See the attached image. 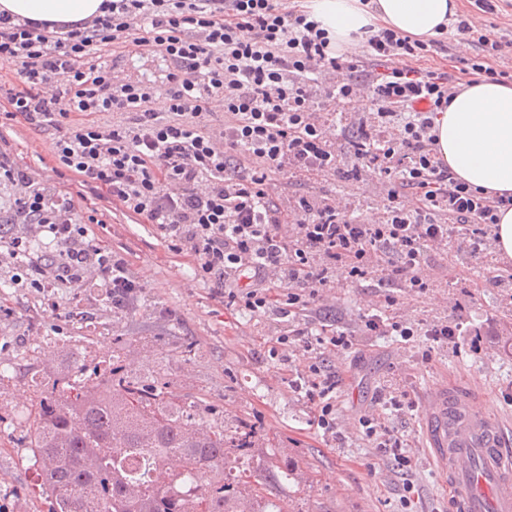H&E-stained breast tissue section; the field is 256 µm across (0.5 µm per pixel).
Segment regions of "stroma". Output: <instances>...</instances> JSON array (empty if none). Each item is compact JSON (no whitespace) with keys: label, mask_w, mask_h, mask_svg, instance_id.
Wrapping results in <instances>:
<instances>
[{"label":"stroma","mask_w":512,"mask_h":512,"mask_svg":"<svg viewBox=\"0 0 512 512\" xmlns=\"http://www.w3.org/2000/svg\"><path fill=\"white\" fill-rule=\"evenodd\" d=\"M480 52L478 44L452 35L431 46L419 66L447 73L460 87L470 78L465 60ZM366 113L352 101L337 107L334 173L310 177L278 171L268 185L270 197L288 210L303 197H336L349 203L357 220H377L384 184L371 174L358 182L344 176L355 162L345 127ZM0 137L19 167L34 171L41 182L75 190L71 175L53 170V131L5 125ZM76 206L90 221V235L123 256L143 288L126 312L116 314L96 289L61 286L49 299L17 281L10 265L0 266V512H48L51 492L33 466L28 418L63 359L80 352L89 367L109 369L117 336L132 343L124 361L128 369L160 374L179 398L252 424L262 451L283 449L299 461L307 485L292 494L284 488L270 494L288 500L291 512H448L450 493L422 445L423 407L429 390L441 382L475 388L477 407L512 422V260L502 258L495 243L473 256L449 240L427 254L424 293L390 287L395 303L386 315L465 323L467 333L458 346L433 349L426 361L425 337L359 334L361 314L380 300L373 282L339 280L322 300L292 318L230 311L215 297L212 284L195 278L191 259L171 252L156 228L138 215L89 190ZM325 327L352 332V349L318 345L308 351L293 339L284 355H273L284 331L304 328L317 334ZM475 333L480 336L476 343L471 340ZM188 344L199 349V356H185ZM313 359L322 360L326 373L336 377L332 433L318 426L314 405L293 385ZM402 394L414 408L382 414L377 397ZM378 415L407 440L409 469L396 470L376 440L366 436L361 417ZM262 451L253 457L252 471L263 467Z\"/></svg>","instance_id":"obj_1"}]
</instances>
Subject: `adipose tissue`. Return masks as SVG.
Listing matches in <instances>:
<instances>
[{"label":"adipose tissue","instance_id":"adipose-tissue-1","mask_svg":"<svg viewBox=\"0 0 512 512\" xmlns=\"http://www.w3.org/2000/svg\"><path fill=\"white\" fill-rule=\"evenodd\" d=\"M103 0H0V12L50 24L99 13ZM337 53L359 55L367 28L423 41L448 26L455 0H309ZM435 148L456 178L487 195H512V83L469 81L433 119Z\"/></svg>","mask_w":512,"mask_h":512}]
</instances>
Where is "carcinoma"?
<instances>
[{"mask_svg":"<svg viewBox=\"0 0 512 512\" xmlns=\"http://www.w3.org/2000/svg\"><path fill=\"white\" fill-rule=\"evenodd\" d=\"M127 347L115 337L112 368L99 382L83 359L68 357L42 393L28 438L53 494L49 512H288L265 492L299 485V465L269 448L253 479L231 475L254 457V428L202 424V405L175 397L157 375L123 367Z\"/></svg>","mask_w":512,"mask_h":512,"instance_id":"cac0c4a2","label":"carcinoma"}]
</instances>
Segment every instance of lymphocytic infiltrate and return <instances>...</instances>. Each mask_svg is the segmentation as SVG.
Returning a JSON list of instances; mask_svg holds the SVG:
<instances>
[{"label":"lymphocytic infiltrate","mask_w":512,"mask_h":512,"mask_svg":"<svg viewBox=\"0 0 512 512\" xmlns=\"http://www.w3.org/2000/svg\"><path fill=\"white\" fill-rule=\"evenodd\" d=\"M476 37L484 52L468 68L496 82L512 78L489 63L511 52L512 40ZM130 42L169 63L163 109L154 106V85L119 78L116 65L98 55ZM367 48L370 56L410 64L358 77L353 62L331 53L307 10L282 9L278 0H104L92 19L53 27L1 13L0 63L16 66L17 79L0 84L8 104L0 116L55 130L60 169L156 226L169 250L191 257L197 278L212 283L227 309L287 317L322 298L340 277L421 293L428 288L419 274L428 250L455 236L469 252L483 251L512 196L472 189L440 159L433 116L455 90L444 74L412 67L427 43L381 28L368 36ZM315 85L323 86V100L310 95ZM361 91L374 110L354 124L348 144L356 162L346 176L383 179L380 219H348L330 198H303L292 211L281 210L267 192L270 173L286 164L305 175L334 171L336 124L325 111L329 101ZM215 96L224 101L219 131L204 122ZM98 112L128 118L104 126L93 119ZM244 161L252 167L247 178L238 174ZM2 181L16 189L6 255L30 287L95 288L116 309L139 292L126 260L90 237L72 196L38 181L0 146ZM408 193L415 208L402 201ZM44 232L55 249L32 257ZM387 251L395 261L378 264ZM361 321L368 336L407 340L419 331L446 345L461 331L448 321L417 328L369 313ZM335 388L322 363L309 365L306 396L329 431Z\"/></svg>","instance_id":"f902f5d3"}]
</instances>
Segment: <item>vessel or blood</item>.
Wrapping results in <instances>:
<instances>
[{"instance_id":"vessel-or-blood-1","label":"vessel or blood","mask_w":512,"mask_h":512,"mask_svg":"<svg viewBox=\"0 0 512 512\" xmlns=\"http://www.w3.org/2000/svg\"><path fill=\"white\" fill-rule=\"evenodd\" d=\"M425 438L452 493L451 512H512V430L477 409L471 388L440 384L427 396Z\"/></svg>"}]
</instances>
